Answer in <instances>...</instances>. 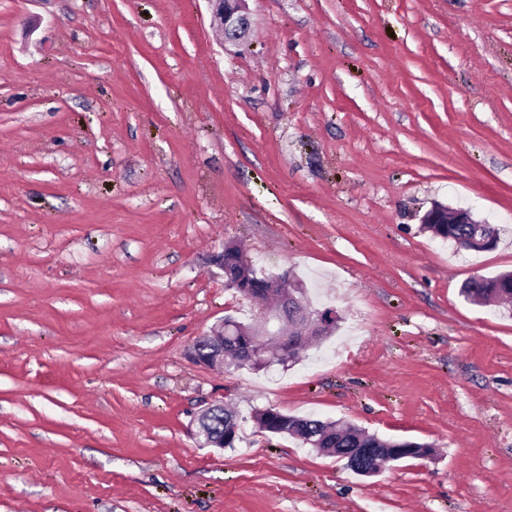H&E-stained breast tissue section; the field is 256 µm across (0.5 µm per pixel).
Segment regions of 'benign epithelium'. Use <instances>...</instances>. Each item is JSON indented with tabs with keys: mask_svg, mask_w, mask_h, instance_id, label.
<instances>
[{
	"mask_svg": "<svg viewBox=\"0 0 512 512\" xmlns=\"http://www.w3.org/2000/svg\"><path fill=\"white\" fill-rule=\"evenodd\" d=\"M210 4L214 18L219 22L224 32V50L243 45L251 29L250 9L248 0H207ZM424 224H475L471 210L464 208H449L435 203L422 217ZM217 265L224 271L233 266L230 271V285L240 293L260 301L261 296L268 293V289L277 288L281 295L279 305L275 309L260 308L259 316L253 324H242L232 320L223 322V326L210 334V347L204 349L200 346L193 348V355L197 362L217 367L224 363V356L236 354L266 371L273 366L288 365V335L293 336H319L329 332L336 322V312L328 309L312 311L306 308L298 295L296 285L291 273L287 272L279 277L265 281L255 278L252 267L242 256L236 252V244L230 242L224 246V251L217 256ZM281 330L277 337L282 343V351L278 357L265 356L264 337L272 335L273 330ZM192 435L204 447L224 448V441H231L235 437L236 427L226 425L221 434L208 432L199 419H194ZM433 455L431 448L410 441L395 442L388 448H362L359 452L345 455L351 465L360 475L371 477L384 471L391 463L407 458L425 459Z\"/></svg>",
	"mask_w": 512,
	"mask_h": 512,
	"instance_id": "1",
	"label": "benign epithelium"
}]
</instances>
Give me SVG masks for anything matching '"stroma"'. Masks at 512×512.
Returning <instances> with one entry per match:
<instances>
[{
    "label": "stroma",
    "instance_id": "35a3bbf8",
    "mask_svg": "<svg viewBox=\"0 0 512 512\" xmlns=\"http://www.w3.org/2000/svg\"><path fill=\"white\" fill-rule=\"evenodd\" d=\"M0 0V512H512V0ZM498 225L485 252L432 203ZM292 271L336 334L256 372L192 358ZM239 441L199 447L209 404ZM432 446L382 474L254 410ZM224 32V51L243 45L251 29L249 0H206Z\"/></svg>",
    "mask_w": 512,
    "mask_h": 512
}]
</instances>
